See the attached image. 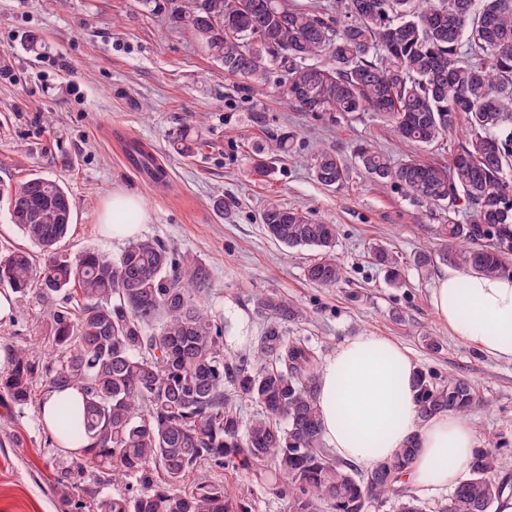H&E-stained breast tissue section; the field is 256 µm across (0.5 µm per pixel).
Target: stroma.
Returning <instances> with one entry per match:
<instances>
[{
	"instance_id": "stroma-1",
	"label": "stroma",
	"mask_w": 512,
	"mask_h": 512,
	"mask_svg": "<svg viewBox=\"0 0 512 512\" xmlns=\"http://www.w3.org/2000/svg\"><path fill=\"white\" fill-rule=\"evenodd\" d=\"M33 34L41 38L35 53ZM188 125L200 128L203 141L185 157L171 135ZM286 128L298 134L294 151L276 160L271 175H251L254 150ZM363 141L397 161L444 164L450 156L445 144L405 147L369 112L331 121L296 111L271 91L242 87L190 31L174 27L167 13L145 10L141 0H0V185L34 173L65 183L75 210L62 253L119 255L128 239L112 237L98 216L113 193H136L148 214L139 238L191 253L206 268V302L227 324V359L251 355L257 345L262 320L254 298H288L306 311L288 334L308 343L317 361L347 337L373 334L400 343L419 369L471 380L479 403L468 419L478 442L506 440L512 456V363L456 340L436 320L431 290L443 266L423 271L413 258L439 248L440 223L359 171L352 148ZM133 142L165 165V183L135 173L126 159ZM332 146L350 171L338 189L316 182L306 164ZM272 203L336 225L345 281L333 288L306 281L304 269L319 253L268 237L261 214ZM376 242L401 256L404 287L390 286L375 264ZM49 330L37 297L15 303L0 320V353L44 355ZM428 331L440 336L439 350L425 346ZM34 390L29 404H0V512H97L87 494L94 473L70 501L58 493L57 466L67 451L42 423L44 384Z\"/></svg>"
}]
</instances>
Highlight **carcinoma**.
Here are the masks:
<instances>
[{
    "label": "carcinoma",
    "instance_id": "obj_1",
    "mask_svg": "<svg viewBox=\"0 0 512 512\" xmlns=\"http://www.w3.org/2000/svg\"><path fill=\"white\" fill-rule=\"evenodd\" d=\"M175 0H143L168 10L190 30L224 73L253 84L277 75L274 93L300 112H373L398 140L416 147L456 138L448 163L395 162L365 141L353 148L359 169L399 191L424 215L443 218L437 251L414 264L437 262L497 276L512 257V0H319L298 6L281 0H199L194 16ZM297 133L284 130L255 150L251 171L269 173V157L292 151ZM175 150L195 153L198 130L173 136ZM315 180L339 188L350 171L339 149L310 158ZM10 220L42 251L15 247L0 256V284L20 299L39 298L51 322V360L26 350L13 354L0 378V399L22 406L39 380L47 389L76 388L82 405H55L62 442L81 454L57 468L58 490L69 498L89 470L130 479L137 493L102 495L98 512H249L244 496L224 483L188 477L203 465L229 466L252 485L288 502V512H370L386 497L398 512L425 506L399 484L417 448L361 474L323 447L316 403L313 350L288 336L303 311L278 297L254 300L264 318L256 355L224 358V326L202 301L206 269L152 239L128 245L117 258L88 250L72 259L57 246L72 223L75 202L59 180L33 174L1 186ZM268 236L286 248L311 247L320 257L305 276L334 288L345 280L336 258V225L309 212L272 204L263 210ZM387 281L402 287L398 252L372 247ZM79 289L75 312L57 297ZM420 417L469 414L476 404L465 377L420 370ZM259 407L241 417L236 398ZM502 446L476 447L459 483L436 512H497L512 482Z\"/></svg>",
    "mask_w": 512,
    "mask_h": 512
}]
</instances>
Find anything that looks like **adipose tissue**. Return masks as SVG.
<instances>
[{"label":"adipose tissue","mask_w":512,"mask_h":512,"mask_svg":"<svg viewBox=\"0 0 512 512\" xmlns=\"http://www.w3.org/2000/svg\"><path fill=\"white\" fill-rule=\"evenodd\" d=\"M147 213L133 195L117 193L99 221L120 237L138 234ZM431 304L448 333L479 352L512 363V276L447 269L435 281ZM417 368L407 350L384 336L346 338L318 371L321 435L339 460L365 468L389 461L415 443L406 478L431 492L454 485L477 436L461 415L421 420L413 387Z\"/></svg>","instance_id":"ef3b65f1"}]
</instances>
